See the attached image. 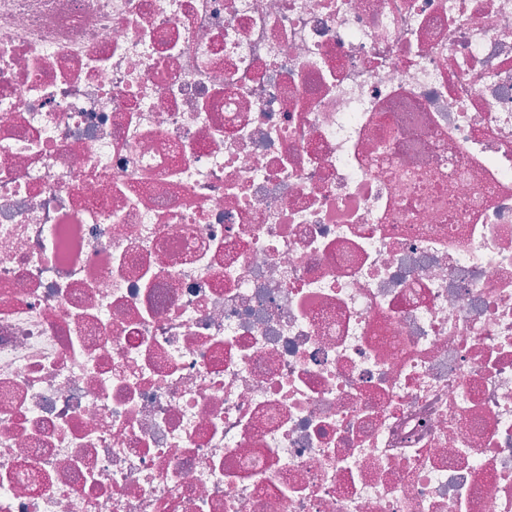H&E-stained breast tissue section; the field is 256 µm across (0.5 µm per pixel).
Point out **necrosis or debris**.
I'll use <instances>...</instances> for the list:
<instances>
[{
  "mask_svg": "<svg viewBox=\"0 0 512 512\" xmlns=\"http://www.w3.org/2000/svg\"><path fill=\"white\" fill-rule=\"evenodd\" d=\"M0 512H512V0H0Z\"/></svg>",
  "mask_w": 512,
  "mask_h": 512,
  "instance_id": "necrosis-or-debris-1",
  "label": "necrosis or debris"
}]
</instances>
